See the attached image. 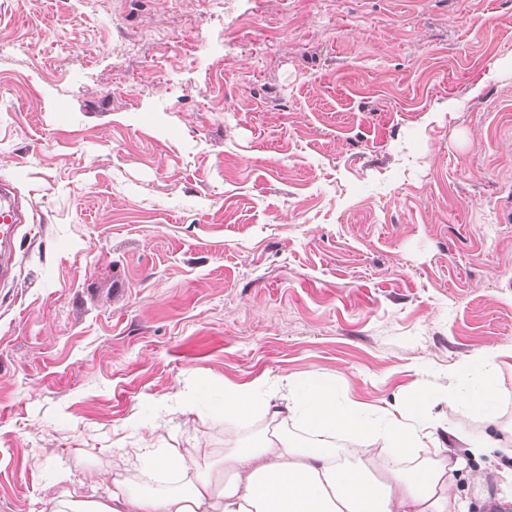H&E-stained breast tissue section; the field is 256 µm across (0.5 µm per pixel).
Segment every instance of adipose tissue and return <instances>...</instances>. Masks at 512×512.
<instances>
[{"label": "adipose tissue", "instance_id": "obj_1", "mask_svg": "<svg viewBox=\"0 0 512 512\" xmlns=\"http://www.w3.org/2000/svg\"><path fill=\"white\" fill-rule=\"evenodd\" d=\"M511 347H489L455 364L434 393H407L374 412L347 399L334 378L284 375L224 387L215 417L235 423L254 416L271 430L233 440L218 464L199 466L178 448L119 460L105 495L79 498L62 490L48 512H466L455 479H494L496 504H512V428L499 422L512 391L501 382ZM445 404L447 413L436 410ZM477 417L473 432L453 415ZM291 422L294 434L283 431ZM444 431L469 452L452 455ZM484 460L492 472L470 469Z\"/></svg>", "mask_w": 512, "mask_h": 512}]
</instances>
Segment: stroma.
Returning <instances> with one entry per match:
<instances>
[{
  "mask_svg": "<svg viewBox=\"0 0 512 512\" xmlns=\"http://www.w3.org/2000/svg\"><path fill=\"white\" fill-rule=\"evenodd\" d=\"M0 512L512 345V0H0ZM210 385L192 408L181 392Z\"/></svg>",
  "mask_w": 512,
  "mask_h": 512,
  "instance_id": "stroma-1",
  "label": "stroma"
}]
</instances>
